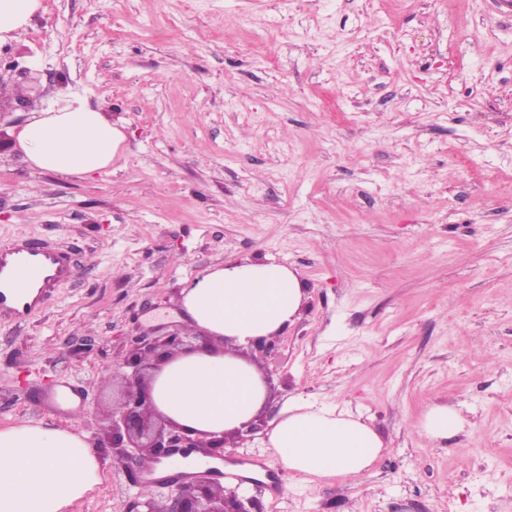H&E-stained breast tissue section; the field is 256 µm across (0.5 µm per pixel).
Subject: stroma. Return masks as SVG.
<instances>
[{
    "label": "stroma",
    "mask_w": 512,
    "mask_h": 512,
    "mask_svg": "<svg viewBox=\"0 0 512 512\" xmlns=\"http://www.w3.org/2000/svg\"><path fill=\"white\" fill-rule=\"evenodd\" d=\"M0 78L126 135L63 177L18 148L29 113L0 125V246L74 262L26 322L0 316L1 426H67L76 386L95 435L128 337L189 327L184 288L269 257L306 300L259 355L263 433L222 465L259 512H512V0H42ZM299 395L379 433L369 473L301 486L275 463ZM433 404L456 435L415 429ZM97 455L70 512H126L136 486Z\"/></svg>",
    "instance_id": "stroma-1"
}]
</instances>
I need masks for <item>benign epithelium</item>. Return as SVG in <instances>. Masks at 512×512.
<instances>
[{
    "instance_id": "benign-epithelium-1",
    "label": "benign epithelium",
    "mask_w": 512,
    "mask_h": 512,
    "mask_svg": "<svg viewBox=\"0 0 512 512\" xmlns=\"http://www.w3.org/2000/svg\"><path fill=\"white\" fill-rule=\"evenodd\" d=\"M199 336L182 328L154 338L140 336L131 341L122 367L123 389L112 411L102 419L97 441L112 449V458L120 466L127 463L141 468L142 449L152 451L158 462L177 453L187 458L198 452L206 457L224 458L226 446L237 448L254 440L262 431L260 421H251L228 435L204 440L163 417L153 407L148 371L156 369L179 350L195 349ZM158 497L149 500L138 493L126 512H257L254 497H246L235 488H227L212 478V470L197 472L191 481L176 479L156 486Z\"/></svg>"
}]
</instances>
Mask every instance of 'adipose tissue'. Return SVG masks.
Wrapping results in <instances>:
<instances>
[{
    "label": "adipose tissue",
    "instance_id": "adipose-tissue-1",
    "mask_svg": "<svg viewBox=\"0 0 512 512\" xmlns=\"http://www.w3.org/2000/svg\"><path fill=\"white\" fill-rule=\"evenodd\" d=\"M40 7L41 0H0V46L15 40ZM124 142L117 124L81 103L33 113L18 135L32 168L62 176L107 169ZM304 297L297 275L273 260L210 268L181 293L185 313L209 345L176 354L155 372V409L202 436L253 420L267 388L246 351L255 340L283 333ZM269 446L276 463L297 482L313 484L362 476L384 443L348 412L297 396L272 428ZM101 482V464L86 434L45 422L0 427V512H69Z\"/></svg>",
    "mask_w": 512,
    "mask_h": 512
}]
</instances>
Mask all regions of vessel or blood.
Listing matches in <instances>:
<instances>
[{"mask_svg":"<svg viewBox=\"0 0 512 512\" xmlns=\"http://www.w3.org/2000/svg\"><path fill=\"white\" fill-rule=\"evenodd\" d=\"M70 272V259L63 250L35 247L25 236L16 237L0 247V314L26 320Z\"/></svg>","mask_w":512,"mask_h":512,"instance_id":"1","label":"vessel or blood"}]
</instances>
